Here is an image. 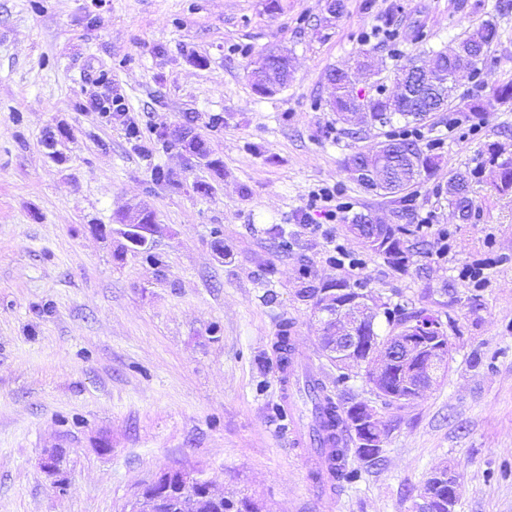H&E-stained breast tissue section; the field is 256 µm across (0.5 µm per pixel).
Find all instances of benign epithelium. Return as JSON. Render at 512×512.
<instances>
[{"instance_id":"1","label":"benign epithelium","mask_w":512,"mask_h":512,"mask_svg":"<svg viewBox=\"0 0 512 512\" xmlns=\"http://www.w3.org/2000/svg\"><path fill=\"white\" fill-rule=\"evenodd\" d=\"M336 320L345 324L346 329L368 319L375 313V301L368 297H350L336 301ZM357 337L342 331L336 333V343L326 350L329 357L338 362H354ZM446 342L439 327L427 322L417 323L412 331L393 336L386 342L371 349L368 355L372 380L382 377L388 365L401 363L412 366L406 372L405 386L412 390L408 401H413L430 389L439 376V365ZM358 417L352 422L355 428L371 430L370 441L364 442L369 448H382L383 436L379 435L382 425L373 407L365 404L356 410ZM214 494L212 483L197 471L172 468L162 472L145 487L133 502L130 512H186L187 499H205Z\"/></svg>"}]
</instances>
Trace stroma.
Returning <instances> with one entry per match:
<instances>
[{
  "mask_svg": "<svg viewBox=\"0 0 512 512\" xmlns=\"http://www.w3.org/2000/svg\"><path fill=\"white\" fill-rule=\"evenodd\" d=\"M280 3L0 0V512H128L170 468L262 512H410L442 467L459 484L455 512H512V195L477 169L489 146L512 155V100L485 123L461 107L512 83V0H345L328 24L325 0ZM486 20L500 42L416 130L439 165L410 191L421 230L407 237L409 268L364 255L344 224L315 232L320 214L306 207L321 187L348 214L396 223L398 202L357 186L344 160L406 129L367 124L351 140L328 105V71L369 51L377 73L354 70L356 87L391 95L397 63ZM270 50L291 56L293 74L262 96L249 73ZM115 100L122 111L105 117ZM133 124L142 142L129 138ZM182 125L206 158L155 137ZM159 167L178 188L155 182ZM455 171L472 175L467 224L448 205ZM139 209L159 226L160 264L130 250L113 221ZM339 250L363 264L349 270ZM339 280L438 317L452 353L445 379L400 404L361 376L338 389L298 290ZM285 325L294 361L386 426L379 464H363L349 440L346 462L363 478L336 494L314 491L316 447H294L274 412ZM52 448L56 476L42 466Z\"/></svg>",
  "mask_w": 512,
  "mask_h": 512,
  "instance_id": "stroma-1",
  "label": "stroma"
}]
</instances>
